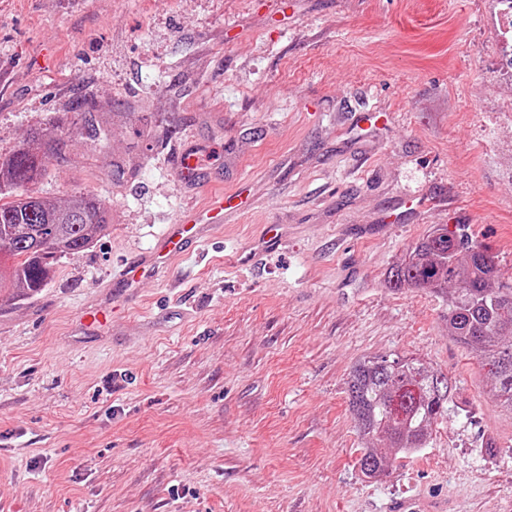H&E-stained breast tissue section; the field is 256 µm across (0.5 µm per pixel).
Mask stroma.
I'll list each match as a JSON object with an SVG mask.
<instances>
[{"label": "stroma", "mask_w": 512, "mask_h": 512, "mask_svg": "<svg viewBox=\"0 0 512 512\" xmlns=\"http://www.w3.org/2000/svg\"><path fill=\"white\" fill-rule=\"evenodd\" d=\"M510 39L499 0H0V153L67 129L35 192L111 218L37 294L0 290L9 512H512V414L446 298L385 285L460 224L512 280ZM218 193L242 216L125 294ZM105 290L112 331L84 333ZM381 355L456 389L374 481L347 381Z\"/></svg>", "instance_id": "35a3bbf8"}]
</instances>
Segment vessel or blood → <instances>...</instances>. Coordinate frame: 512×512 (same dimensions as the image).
I'll use <instances>...</instances> for the list:
<instances>
[{
  "mask_svg": "<svg viewBox=\"0 0 512 512\" xmlns=\"http://www.w3.org/2000/svg\"><path fill=\"white\" fill-rule=\"evenodd\" d=\"M224 198L211 197L207 209L203 212H190L184 215L178 224L172 225L159 245L149 254L139 259L126 274L127 289H135L144 278L155 274L156 270L169 258L183 253L189 244L204 238L212 225L224 221Z\"/></svg>",
  "mask_w": 512,
  "mask_h": 512,
  "instance_id": "vessel-or-blood-1",
  "label": "vessel or blood"
}]
</instances>
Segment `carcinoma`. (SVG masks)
<instances>
[{
  "label": "carcinoma",
  "instance_id": "cac0c4a2",
  "mask_svg": "<svg viewBox=\"0 0 512 512\" xmlns=\"http://www.w3.org/2000/svg\"><path fill=\"white\" fill-rule=\"evenodd\" d=\"M60 140L33 132L13 152L0 154V252L13 263L0 271V288L32 296L46 286L55 263L86 250L110 224L98 197L72 195L63 203L34 195L43 175L41 155ZM393 290L417 288L448 298V334L470 347L487 369L503 407L512 412V282L501 279L494 257L467 229H435L413 246L386 278ZM349 410L365 448L360 470L368 478L386 471L376 445L399 453L427 446L429 427L448 415L453 388L448 378L417 360L378 356L354 366L348 381Z\"/></svg>",
  "mask_w": 512,
  "mask_h": 512
}]
</instances>
